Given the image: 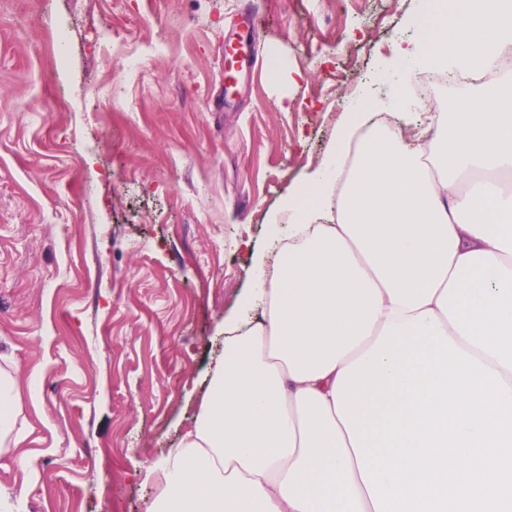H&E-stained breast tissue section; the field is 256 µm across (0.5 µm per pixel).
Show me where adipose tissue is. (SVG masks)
<instances>
[{
	"mask_svg": "<svg viewBox=\"0 0 512 512\" xmlns=\"http://www.w3.org/2000/svg\"><path fill=\"white\" fill-rule=\"evenodd\" d=\"M422 24L435 44L405 50L413 65L481 74L512 47V0H456ZM425 118L445 136L362 138L352 116L310 176L320 195L283 203L288 244L256 255L199 413L148 468L144 512H375L334 384L384 325L422 312L512 388V186L470 179L512 171V84ZM22 421L4 362L0 456L24 469Z\"/></svg>",
	"mask_w": 512,
	"mask_h": 512,
	"instance_id": "adipose-tissue-1",
	"label": "adipose tissue"
}]
</instances>
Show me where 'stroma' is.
<instances>
[{"mask_svg":"<svg viewBox=\"0 0 512 512\" xmlns=\"http://www.w3.org/2000/svg\"><path fill=\"white\" fill-rule=\"evenodd\" d=\"M427 0H0V354L26 512H143L249 286L269 212L418 76ZM260 26L250 31L248 19ZM244 76L224 90V42ZM279 69H272L271 58ZM41 367L37 391L28 377ZM0 456L14 454L24 419L18 397V381L9 362L0 355ZM20 423V426L18 424Z\"/></svg>","mask_w":512,"mask_h":512,"instance_id":"obj_1","label":"stroma"}]
</instances>
